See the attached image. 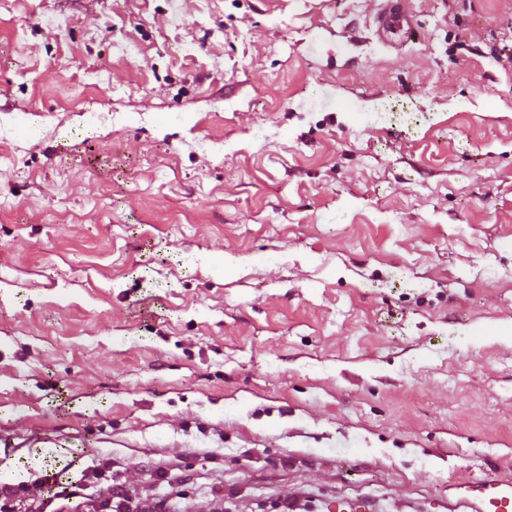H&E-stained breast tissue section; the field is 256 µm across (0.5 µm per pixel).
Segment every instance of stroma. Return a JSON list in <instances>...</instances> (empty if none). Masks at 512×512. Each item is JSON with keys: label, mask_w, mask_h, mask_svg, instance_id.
Here are the masks:
<instances>
[{"label": "stroma", "mask_w": 512, "mask_h": 512, "mask_svg": "<svg viewBox=\"0 0 512 512\" xmlns=\"http://www.w3.org/2000/svg\"><path fill=\"white\" fill-rule=\"evenodd\" d=\"M398 3L0 0L21 512L53 459L169 512L512 482V0ZM377 32L380 39L389 44L408 41L416 32L414 15L404 11L384 10L377 17ZM395 37L399 39L396 41Z\"/></svg>", "instance_id": "35a3bbf8"}]
</instances>
